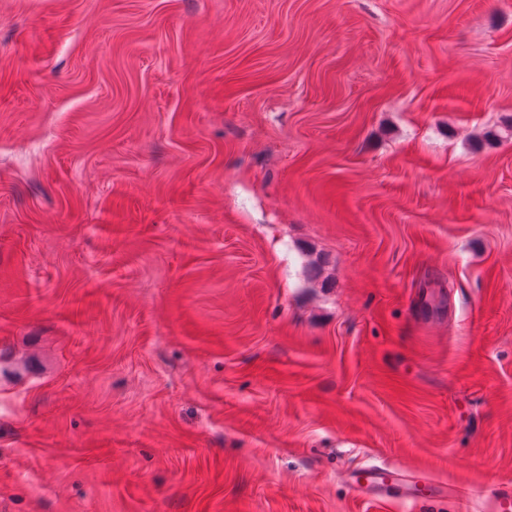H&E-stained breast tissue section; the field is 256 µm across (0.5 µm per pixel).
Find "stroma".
<instances>
[{
  "mask_svg": "<svg viewBox=\"0 0 512 512\" xmlns=\"http://www.w3.org/2000/svg\"><path fill=\"white\" fill-rule=\"evenodd\" d=\"M511 121L512 0H0V512H495ZM352 495L376 503L428 502L447 498L469 502L471 487L446 484L429 477L418 467L366 464L344 476Z\"/></svg>",
  "mask_w": 512,
  "mask_h": 512,
  "instance_id": "35a3bbf8",
  "label": "stroma"
}]
</instances>
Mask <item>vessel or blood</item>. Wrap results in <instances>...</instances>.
Listing matches in <instances>:
<instances>
[{
    "label": "vessel or blood",
    "instance_id": "vessel-or-blood-1",
    "mask_svg": "<svg viewBox=\"0 0 512 512\" xmlns=\"http://www.w3.org/2000/svg\"><path fill=\"white\" fill-rule=\"evenodd\" d=\"M344 481L355 498L376 503L428 502L449 496L467 502L474 494L472 488L436 481L417 467L370 463L347 472Z\"/></svg>",
    "mask_w": 512,
    "mask_h": 512
}]
</instances>
